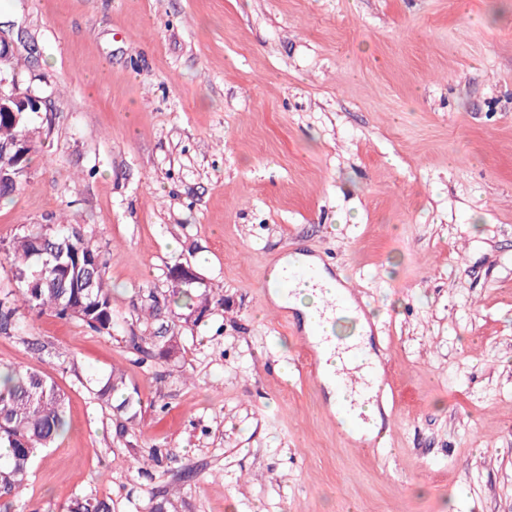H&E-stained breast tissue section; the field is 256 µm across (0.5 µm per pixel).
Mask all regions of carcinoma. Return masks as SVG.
<instances>
[{
  "instance_id": "cac0c4a2",
  "label": "carcinoma",
  "mask_w": 512,
  "mask_h": 512,
  "mask_svg": "<svg viewBox=\"0 0 512 512\" xmlns=\"http://www.w3.org/2000/svg\"><path fill=\"white\" fill-rule=\"evenodd\" d=\"M25 141L28 165L37 151L30 130V117L19 121L0 112V144ZM9 272L18 284L13 293L0 298V335L21 330L19 308L39 313L50 311L63 318L77 319L99 333H110L113 324L112 286L106 277L103 251L71 224H55L52 240L41 243L39 227L15 237L4 249ZM205 284L195 282L173 288L183 300L179 318L187 326L194 308L210 301ZM126 388L124 371L114 367L96 391L110 405L120 396L116 409L133 419L138 402ZM66 428L65 397L53 381L35 369H0V499L9 498L27 480L38 451L48 447ZM68 512H110L109 504L94 494L75 498Z\"/></svg>"
}]
</instances>
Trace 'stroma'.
I'll list each match as a JSON object with an SVG mask.
<instances>
[{"instance_id":"stroma-1","label":"stroma","mask_w":512,"mask_h":512,"mask_svg":"<svg viewBox=\"0 0 512 512\" xmlns=\"http://www.w3.org/2000/svg\"><path fill=\"white\" fill-rule=\"evenodd\" d=\"M0 32L47 103L0 248L80 225L118 317L0 336L67 398L10 512H512V0H0ZM296 252L383 313L382 447L349 444L277 316ZM178 262L213 289L190 328ZM115 366L127 426L94 394Z\"/></svg>"}]
</instances>
